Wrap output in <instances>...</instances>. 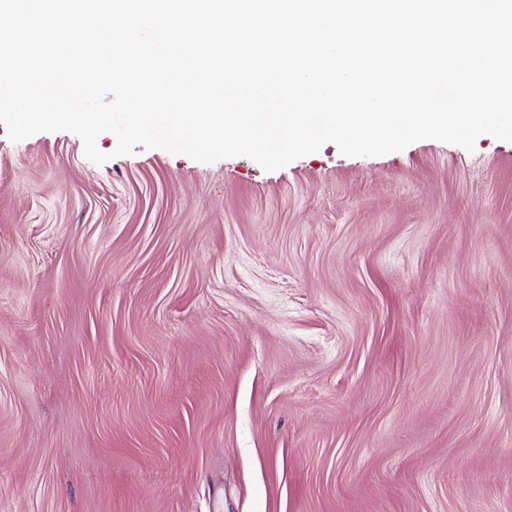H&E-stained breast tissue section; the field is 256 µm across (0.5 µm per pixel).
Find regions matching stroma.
Wrapping results in <instances>:
<instances>
[{"label": "stroma", "mask_w": 512, "mask_h": 512, "mask_svg": "<svg viewBox=\"0 0 512 512\" xmlns=\"http://www.w3.org/2000/svg\"><path fill=\"white\" fill-rule=\"evenodd\" d=\"M0 512H512V143L0 125Z\"/></svg>", "instance_id": "stroma-1"}]
</instances>
